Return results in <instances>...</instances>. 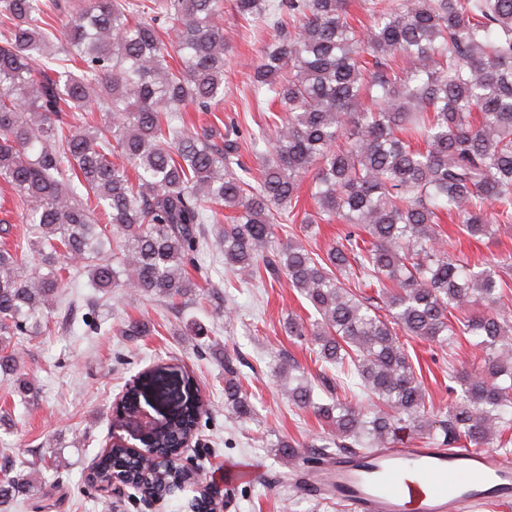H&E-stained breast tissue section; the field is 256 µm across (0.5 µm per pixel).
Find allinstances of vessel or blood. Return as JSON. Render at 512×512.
<instances>
[{"mask_svg": "<svg viewBox=\"0 0 512 512\" xmlns=\"http://www.w3.org/2000/svg\"><path fill=\"white\" fill-rule=\"evenodd\" d=\"M308 494L330 496L345 512H470L512 506V460L463 446L403 440L360 456L302 462Z\"/></svg>", "mask_w": 512, "mask_h": 512, "instance_id": "b4317fda", "label": "vessel or blood"}]
</instances>
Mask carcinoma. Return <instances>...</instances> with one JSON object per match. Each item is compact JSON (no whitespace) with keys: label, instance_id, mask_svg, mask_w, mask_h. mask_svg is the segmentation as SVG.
<instances>
[{"label":"carcinoma","instance_id":"carcinoma-1","mask_svg":"<svg viewBox=\"0 0 512 512\" xmlns=\"http://www.w3.org/2000/svg\"><path fill=\"white\" fill-rule=\"evenodd\" d=\"M364 2L362 29L347 0H235L246 20L276 29L294 20L251 79L257 108L272 100L285 112L263 152V128L244 136L231 121L219 143L217 132L179 124L188 106L207 112L224 99V0H0V179L28 232V250L0 249V372L17 371L13 337L42 318L70 271H87L90 287L106 292L208 296L222 283L187 272L207 249L243 283L262 269L284 273L315 315L308 327L289 316L288 335L311 337L322 369L359 379L377 400L324 405L308 378L288 387L291 404L328 426L315 457L435 429L450 448L512 443L501 279L512 256L475 271L445 252L440 227L444 213L474 239L512 224V0ZM90 104L102 112L94 125L83 116ZM245 142L256 175L242 160ZM309 174L315 211L302 214ZM289 215L307 228L349 229L321 255L291 239L275 248ZM114 234L126 248L120 269L105 256ZM477 303L481 314L456 316ZM405 336L448 348L473 337L478 364L448 371L461 392L442 417L426 404ZM224 401L251 417L228 354ZM197 414L194 402H177L157 451L173 452ZM96 465L104 479L143 469L112 446ZM14 468L0 457V504L23 490L47 497L40 469L22 478Z\"/></svg>","mask_w":512,"mask_h":512}]
</instances>
